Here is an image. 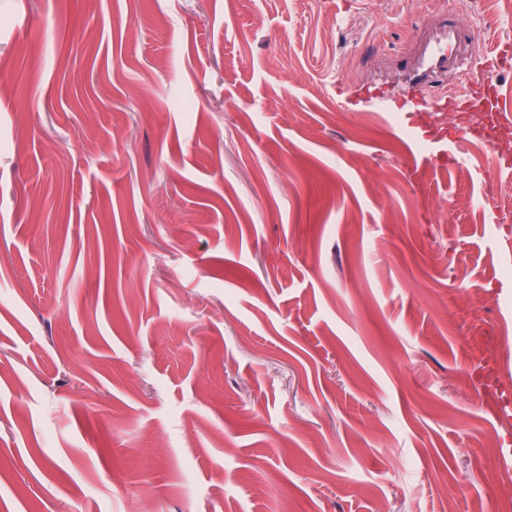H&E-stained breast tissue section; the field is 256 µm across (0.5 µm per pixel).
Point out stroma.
<instances>
[{
    "mask_svg": "<svg viewBox=\"0 0 512 512\" xmlns=\"http://www.w3.org/2000/svg\"><path fill=\"white\" fill-rule=\"evenodd\" d=\"M437 7L0 0V512H512V72L373 75Z\"/></svg>",
    "mask_w": 512,
    "mask_h": 512,
    "instance_id": "1",
    "label": "stroma"
}]
</instances>
